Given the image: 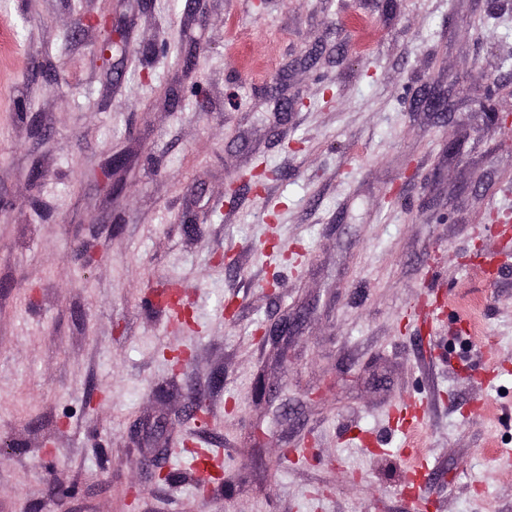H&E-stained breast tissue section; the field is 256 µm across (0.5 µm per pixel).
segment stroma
<instances>
[{"label": "stroma", "instance_id": "stroma-1", "mask_svg": "<svg viewBox=\"0 0 512 512\" xmlns=\"http://www.w3.org/2000/svg\"><path fill=\"white\" fill-rule=\"evenodd\" d=\"M487 96L512 0H0V512H512Z\"/></svg>", "mask_w": 512, "mask_h": 512}]
</instances>
